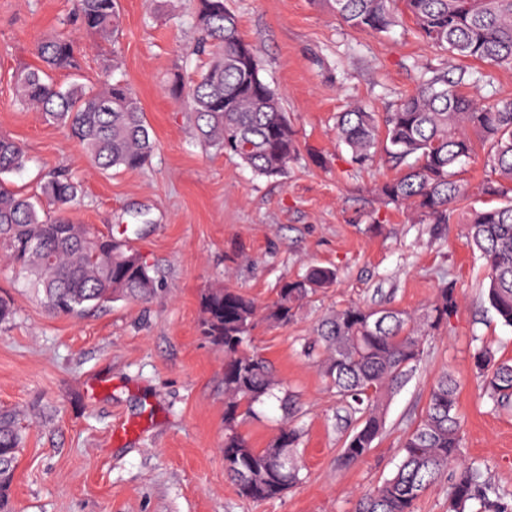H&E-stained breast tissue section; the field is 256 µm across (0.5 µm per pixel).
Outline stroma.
Returning a JSON list of instances; mask_svg holds the SVG:
<instances>
[{"instance_id": "obj_1", "label": "stroma", "mask_w": 512, "mask_h": 512, "mask_svg": "<svg viewBox=\"0 0 512 512\" xmlns=\"http://www.w3.org/2000/svg\"><path fill=\"white\" fill-rule=\"evenodd\" d=\"M76 4L0 0V134L28 155L7 180L34 194L47 170L69 172L81 184L71 218L128 239L161 288L146 304L120 299L79 318L56 316L0 257V296L16 310L0 328V410L16 415L23 435L15 512H352L358 496L393 471L446 372L461 383L466 459L512 495V407L480 398L473 362L479 338L512 360V328L482 294L485 268L466 227L419 224L411 211L385 205L377 189L394 169L380 158L352 164L334 129L337 113L353 103L388 111L415 89L420 72L444 67L457 77L456 61L430 48L410 22L375 34L348 27L326 0H228L301 145L286 177L267 179L205 146L189 107L163 89L177 69L202 64L192 53L196 0H119L113 42L72 23ZM60 33L79 44L81 68L56 74L58 83L99 90L110 73L132 86L157 141L143 169L95 171L65 129L16 103L13 73L37 65L38 42ZM312 264L335 269V286L313 296L291 325L258 322L249 345L281 390L300 397L294 423L304 479L280 498L254 502L224 473V356L200 333L199 297L227 284L264 305L281 280ZM445 283L457 290V313L389 399L374 448L340 466L345 413L302 356L303 338L348 302L421 312ZM124 421L135 424V436H115ZM282 422L272 398L239 430L266 448Z\"/></svg>"}]
</instances>
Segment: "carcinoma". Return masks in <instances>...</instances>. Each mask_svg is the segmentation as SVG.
Instances as JSON below:
<instances>
[{"mask_svg":"<svg viewBox=\"0 0 512 512\" xmlns=\"http://www.w3.org/2000/svg\"><path fill=\"white\" fill-rule=\"evenodd\" d=\"M350 28L387 32L410 18L432 47L457 61L512 66V0H329ZM80 26L104 39L119 32L118 0H79ZM200 35L193 54L206 55V67L186 77L175 73L166 90L185 99L197 136L208 146L239 158L267 178L283 177L301 155L296 132L281 99L261 74L257 48L239 32L227 0H197ZM41 69L13 75L17 100L42 112L45 120L68 130L92 164L107 172L136 171L155 150L145 112L122 79L90 92L78 83L62 87L53 73L76 70L74 41L55 35L40 41ZM455 80L434 71L385 113L356 104L340 113L336 139L360 167L382 154L400 175L378 189L382 201L412 208L422 224H448L457 211L468 225L467 243L487 267L486 298L498 320L512 328V100L482 103ZM488 147L487 162L499 175L486 194L496 206H468L467 186L454 179L455 167L475 150L474 138ZM28 157L17 140L0 134V174L25 167ZM80 185L52 173L41 185L44 201L0 182V250L13 268L26 274L44 305L56 315L78 316L118 299L149 300L159 287L151 267L127 241L99 236L75 223L69 205ZM336 281L330 268L312 266L280 282L276 297L262 309L229 285L200 294L202 335L224 352V471L241 496L264 501L282 496L301 480L294 456L300 434L284 423L268 448H254L238 431L255 407L278 387L272 368L248 351L259 319L282 326L319 290ZM456 289L446 285L418 314L349 304L323 316L316 335L302 344L329 388L344 403L348 430L339 462L363 460L384 428L383 407L411 378L423 353L424 338L448 324L457 312ZM480 394L496 407L512 404V362L488 345L473 355ZM461 384L445 374L431 386L419 424L405 437L393 474L360 495L354 512H416L422 495L444 476L448 512H512V499L498 495L479 465L463 459L464 417ZM22 436L13 417L0 413V512H13L12 472Z\"/></svg>","mask_w":512,"mask_h":512,"instance_id":"obj_1","label":"carcinoma"}]
</instances>
